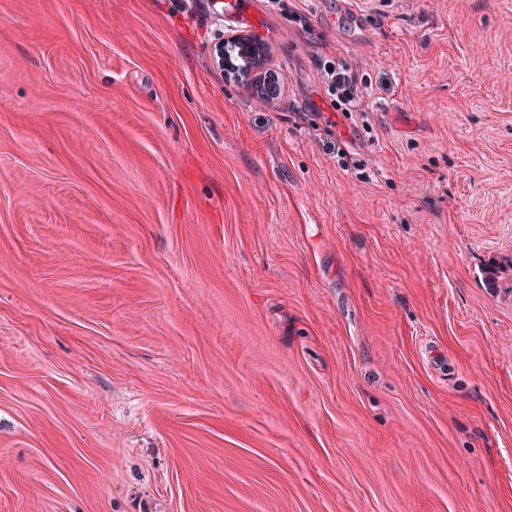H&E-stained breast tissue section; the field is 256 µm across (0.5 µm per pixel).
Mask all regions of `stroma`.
<instances>
[{"mask_svg": "<svg viewBox=\"0 0 512 512\" xmlns=\"http://www.w3.org/2000/svg\"><path fill=\"white\" fill-rule=\"evenodd\" d=\"M256 2L0 0V512H512V0ZM252 2L249 0H226L224 2V16H231L237 22L249 27H259L257 16L251 11ZM242 47L247 49L249 56L245 64L239 62L236 54V49ZM270 56V46L256 42L250 35L241 33L224 41L220 40L214 47L213 61L224 70L226 77L241 82L253 95L272 104L278 98V82L277 74L269 67ZM323 72L324 86L327 87L330 95L336 96L334 105L336 110L358 108L360 98L357 93L358 75L351 71L347 66L336 61L326 60L319 64ZM332 67V71L328 70Z\"/></svg>", "mask_w": 512, "mask_h": 512, "instance_id": "35a3bbf8", "label": "stroma"}]
</instances>
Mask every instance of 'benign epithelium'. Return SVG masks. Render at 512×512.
Wrapping results in <instances>:
<instances>
[{"instance_id":"7a95c632","label":"benign epithelium","mask_w":512,"mask_h":512,"mask_svg":"<svg viewBox=\"0 0 512 512\" xmlns=\"http://www.w3.org/2000/svg\"><path fill=\"white\" fill-rule=\"evenodd\" d=\"M271 47L241 33L219 41L213 52L224 75L245 85L257 97L272 104L278 98L277 74L270 70Z\"/></svg>"}]
</instances>
